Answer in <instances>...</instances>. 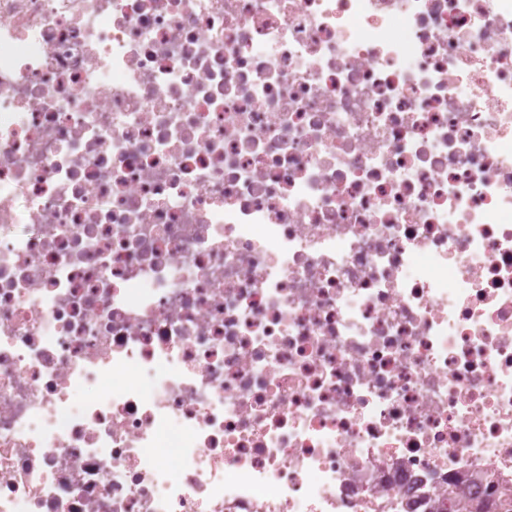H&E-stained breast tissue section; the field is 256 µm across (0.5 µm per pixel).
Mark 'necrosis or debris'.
I'll return each instance as SVG.
<instances>
[{
	"mask_svg": "<svg viewBox=\"0 0 512 512\" xmlns=\"http://www.w3.org/2000/svg\"><path fill=\"white\" fill-rule=\"evenodd\" d=\"M509 489L512 0H0V512Z\"/></svg>",
	"mask_w": 512,
	"mask_h": 512,
	"instance_id": "4bbe7bcc",
	"label": "necrosis or debris"
}]
</instances>
